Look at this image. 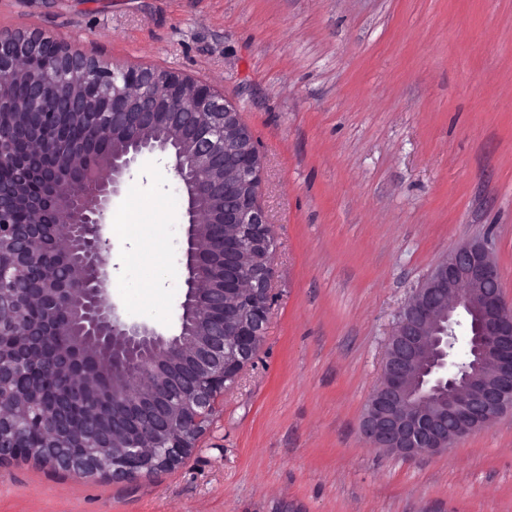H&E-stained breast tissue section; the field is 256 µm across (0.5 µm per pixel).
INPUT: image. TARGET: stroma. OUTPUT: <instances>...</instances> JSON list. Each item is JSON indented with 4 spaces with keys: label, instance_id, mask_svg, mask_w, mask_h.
I'll list each match as a JSON object with an SVG mask.
<instances>
[{
    "label": "stroma",
    "instance_id": "35a3bbf8",
    "mask_svg": "<svg viewBox=\"0 0 512 512\" xmlns=\"http://www.w3.org/2000/svg\"><path fill=\"white\" fill-rule=\"evenodd\" d=\"M179 71L235 104L273 227L262 341L153 477L0 463V512H512V410L406 459L361 432L403 306L487 241L512 304V0H0V32ZM112 286L129 319L176 325Z\"/></svg>",
    "mask_w": 512,
    "mask_h": 512
}]
</instances>
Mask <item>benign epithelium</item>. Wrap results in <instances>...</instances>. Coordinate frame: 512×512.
<instances>
[{
  "instance_id": "benign-epithelium-1",
  "label": "benign epithelium",
  "mask_w": 512,
  "mask_h": 512,
  "mask_svg": "<svg viewBox=\"0 0 512 512\" xmlns=\"http://www.w3.org/2000/svg\"><path fill=\"white\" fill-rule=\"evenodd\" d=\"M25 55L40 70L19 66ZM22 81L26 95L14 100ZM112 94V142L98 149L99 180L65 189L100 139L90 123L96 92ZM0 104L16 128L41 112L87 125L84 138L35 134L20 158L0 126V463L29 447V413L44 409L49 467L81 477H151L178 465L213 422L224 391L252 360L270 313L274 235L259 205L263 161L240 111L206 82L179 72L109 67L39 33H0ZM171 165L187 197L186 292L175 333L123 317L112 302L107 222L112 199L148 157ZM24 207L30 219L20 222ZM42 310L28 322L24 313ZM470 319L459 373L448 327ZM52 377L65 398L89 399L100 376L116 384L89 420L71 424L65 402L46 404L37 385L12 386L26 368ZM512 406V312L503 303L487 244L470 240L448 255L415 292L389 336L378 386L362 419L375 448L406 458L445 452ZM88 443L84 462L60 452Z\"/></svg>"
}]
</instances>
